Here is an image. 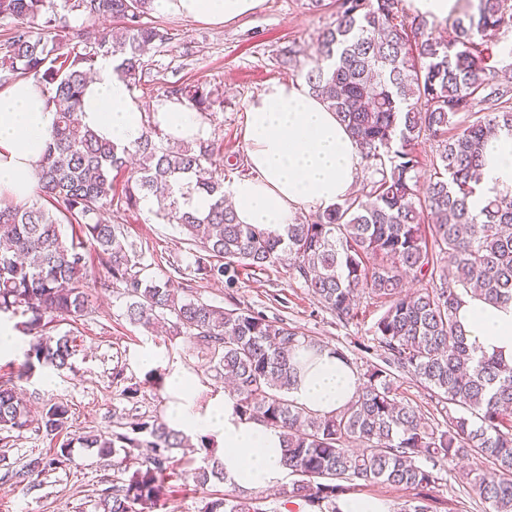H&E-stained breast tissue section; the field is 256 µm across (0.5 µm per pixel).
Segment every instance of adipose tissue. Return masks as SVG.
<instances>
[{
  "instance_id": "obj_1",
  "label": "adipose tissue",
  "mask_w": 512,
  "mask_h": 512,
  "mask_svg": "<svg viewBox=\"0 0 512 512\" xmlns=\"http://www.w3.org/2000/svg\"><path fill=\"white\" fill-rule=\"evenodd\" d=\"M261 0H154L157 11L213 25L252 13ZM83 124L116 144L125 145L157 122L171 141H203L208 122L185 101L168 100L144 112L109 58L100 59L81 108ZM56 114L34 80L18 79L0 87V197L30 200L38 189L37 164L50 139ZM249 176L225 187L239 223L259 224L282 232L297 210L322 211L353 192L362 172V155L335 112L298 80L275 81L251 99L245 110ZM484 185L512 196V138L490 141L485 153ZM469 344L477 354L512 362V304L494 306L465 298L458 310ZM358 381L352 368L331 351L301 376L291 396L306 407L330 412L354 395ZM195 382L173 373L171 389L179 392L169 418L174 429L207 436L222 444L225 483L264 490L283 484L279 429L242 417L236 400H216L205 414L195 413L189 399Z\"/></svg>"
}]
</instances>
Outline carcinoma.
Returning <instances> with one entry per match:
<instances>
[{"mask_svg": "<svg viewBox=\"0 0 512 512\" xmlns=\"http://www.w3.org/2000/svg\"><path fill=\"white\" fill-rule=\"evenodd\" d=\"M152 10L153 0H0L1 18L42 20L39 31L20 26L0 44V86L36 79L57 116L37 164L46 204L0 198V315L26 316L24 329L35 335L17 378L29 377L37 364L71 367L73 338L45 331L57 318L75 321L89 310L96 277L82 254L88 242L106 271L103 286L123 291L130 323L161 324L186 337L210 355L215 376L231 384L241 415L281 430L288 475L296 477L282 491L289 512H336L340 495L376 485L413 491L406 512H438L432 489L453 476L449 464L470 458L480 465L460 473L469 494L488 512H512V364L477 356L457 321L469 295L512 303V197L482 187L488 139L512 137V72L489 65L501 35L512 29V0H457L451 40L429 33L424 16L408 12L404 0H336L304 80L356 139L371 176L356 194L293 219L281 234L237 223L211 144L166 147L149 120L137 140L116 145L78 121L99 59L118 62L129 91L141 86L146 50L167 40L144 22ZM71 13L120 27L73 44ZM278 63L299 66L296 45L280 50ZM167 97L200 111L214 104L200 86L173 85ZM421 138L435 144L428 160L415 149ZM129 158L139 164L118 192L116 175ZM191 193L209 198L207 212L181 207L178 196ZM479 193L483 206L475 210ZM147 199L195 247L192 273L200 280L230 288L239 267L263 270L286 255L304 287L339 320L357 316L361 294L384 302L373 344L359 345L379 362L357 373L350 404L319 413L291 398L298 375L328 349L316 338L249 308L182 298L170 283L145 275L137 242L102 214ZM66 223L82 237L67 239ZM409 279L418 287L406 288ZM400 375L443 405V422L399 400ZM15 379L0 377V433L32 427L54 438L68 434V405L47 403L34 419ZM115 424L109 436L67 438L51 457L6 477L31 485L33 476L69 460L76 441L102 457L151 449L141 468L112 485L103 512L161 507L170 482L186 476L202 486L224 481L217 458L178 470L172 450L186 447L187 438L165 422L133 407ZM203 512L270 510L266 498L232 489Z\"/></svg>", "mask_w": 512, "mask_h": 512, "instance_id": "obj_1", "label": "carcinoma"}]
</instances>
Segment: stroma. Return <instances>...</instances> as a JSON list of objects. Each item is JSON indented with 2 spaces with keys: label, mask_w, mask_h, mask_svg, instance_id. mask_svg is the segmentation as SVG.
Wrapping results in <instances>:
<instances>
[{
  "label": "stroma",
  "mask_w": 512,
  "mask_h": 512,
  "mask_svg": "<svg viewBox=\"0 0 512 512\" xmlns=\"http://www.w3.org/2000/svg\"><path fill=\"white\" fill-rule=\"evenodd\" d=\"M149 20L167 32L169 39L149 53L148 89L135 91V99L149 112L170 82L212 91L220 102L206 114L209 140L219 147L221 156L242 159L246 156L247 103L270 81L301 77V69L278 65L279 50L298 45L301 68L310 67L331 12L308 9L306 0H262L254 13L222 26L156 11ZM117 220L141 245L149 278L173 281L189 297L216 306L234 303L285 319L329 347L354 351L357 344L371 338L372 327L384 311L379 300L364 295L357 316L340 321L321 308L297 272L285 263L266 271L240 268L230 288L192 280L187 269L194 263V252L178 225L164 223L142 205L119 214ZM91 299L93 308L86 317L49 325L51 334L69 331L76 338L70 368H39L19 381L33 409L50 401L66 402L71 410L70 433L78 437L89 431H111L114 415L133 406L167 419L175 399L169 378L176 370L188 373L196 382L191 398L195 411L205 412L215 399L223 397L224 382L216 378L205 351L184 337L130 324L118 289L92 288ZM150 353L157 361L147 368L143 359ZM132 385L140 388L134 405L124 394ZM53 446L50 438L31 429L0 440V512H101L100 501L111 491L117 469L113 459L98 456L93 448L73 446L69 461L36 478L31 488L22 489L4 480L6 471L52 454ZM224 490V484L218 482L204 487L190 479L174 482L160 512H202L210 496Z\"/></svg>",
  "instance_id": "35a3bbf8"
}]
</instances>
